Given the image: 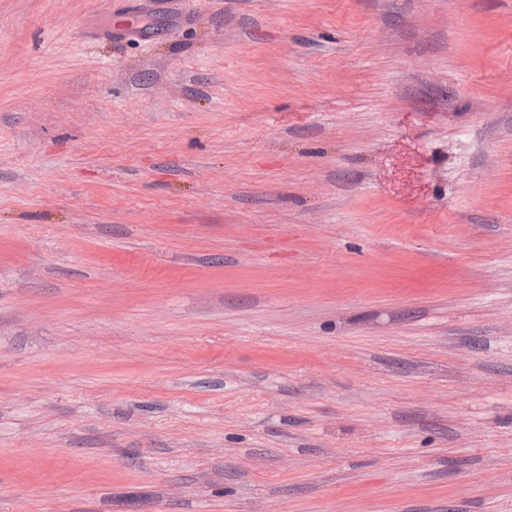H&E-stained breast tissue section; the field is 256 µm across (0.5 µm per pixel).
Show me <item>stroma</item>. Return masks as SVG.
Wrapping results in <instances>:
<instances>
[{
	"instance_id": "35a3bbf8",
	"label": "stroma",
	"mask_w": 512,
	"mask_h": 512,
	"mask_svg": "<svg viewBox=\"0 0 512 512\" xmlns=\"http://www.w3.org/2000/svg\"><path fill=\"white\" fill-rule=\"evenodd\" d=\"M0 512H512V0H0Z\"/></svg>"
}]
</instances>
